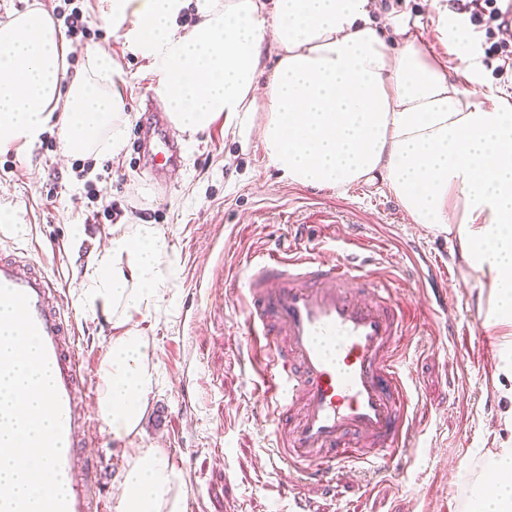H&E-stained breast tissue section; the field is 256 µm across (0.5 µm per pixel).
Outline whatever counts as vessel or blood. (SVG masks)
Returning a JSON list of instances; mask_svg holds the SVG:
<instances>
[{"instance_id": "obj_1", "label": "vessel or blood", "mask_w": 512, "mask_h": 512, "mask_svg": "<svg viewBox=\"0 0 512 512\" xmlns=\"http://www.w3.org/2000/svg\"><path fill=\"white\" fill-rule=\"evenodd\" d=\"M144 157L162 170L184 151L167 112L137 134ZM342 256L296 247L247 263L241 336L251 348L277 458L294 479L326 482L339 468L389 467L413 426L402 359L406 318L394 289ZM0 285L25 293L62 404L61 473L67 512H107L102 468L87 453L91 414L82 388L89 364L62 280L39 270L27 250L0 255Z\"/></svg>"}]
</instances>
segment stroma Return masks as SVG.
I'll return each instance as SVG.
<instances>
[{"mask_svg":"<svg viewBox=\"0 0 512 512\" xmlns=\"http://www.w3.org/2000/svg\"><path fill=\"white\" fill-rule=\"evenodd\" d=\"M98 37L92 47L121 66L128 140L120 155H86L92 168L77 176L56 130L26 149H0V211L10 214L0 234L30 249L40 270L63 275L76 310L80 351L102 360L111 325L80 312L83 273L112 236L132 224H151L167 241L174 270L163 302L134 325L147 336L159 367V385L148 401L140 433L117 443L97 423L98 452L109 483L134 448L156 446L180 453L182 512L203 501L206 512H288L291 496L304 493L313 512H462L466 475L481 473L490 451L512 436L501 417L498 354L484 353L478 333L453 336L442 314L422 320L440 276L448 278V307L461 319H477L481 280L456 258L447 232L411 223L399 202L379 183L318 189L288 182L268 164L257 133L216 120L185 137L180 167L156 180L132 142L147 106L161 107L155 79L106 19L105 0H81ZM448 0H374L371 16L387 41L409 25L434 58L456 66L453 32L442 18ZM472 66L461 88L498 90L512 100V80L494 78L484 55L485 33L468 32ZM82 234H75V226ZM301 245L324 255H370L376 279L396 289L411 325L407 358L410 412L415 433L397 462L406 475L366 470L355 480L335 473L321 486L289 484L273 461L274 442L257 408L249 380L245 340L237 339L243 288L224 291V279L242 280L250 256ZM193 380L184 406L181 386Z\"/></svg>","mask_w":512,"mask_h":512,"instance_id":"35a3bbf8","label":"stroma"}]
</instances>
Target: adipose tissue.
<instances>
[{"label": "adipose tissue", "instance_id": "obj_1", "mask_svg": "<svg viewBox=\"0 0 512 512\" xmlns=\"http://www.w3.org/2000/svg\"><path fill=\"white\" fill-rule=\"evenodd\" d=\"M108 17L146 59L177 130L216 119L258 130L270 164L316 188L378 181L413 223L457 233L460 257L487 288L486 321L502 332L498 368L512 402V104L461 89L412 39L392 48L369 0H107ZM194 6L196 22L178 18ZM279 52L261 80L265 46ZM62 30L40 9L0 23V148L56 125L65 155H119L125 145L119 65L87 50L64 63ZM264 117H257V110ZM150 224L112 237L84 273L85 313L119 327L98 371L96 413L118 441L136 433L158 383L155 352L133 313L161 301L170 277ZM472 476L465 512H512V448ZM117 512H178L179 475L162 449L139 448L118 478Z\"/></svg>", "mask_w": 512, "mask_h": 512}]
</instances>
